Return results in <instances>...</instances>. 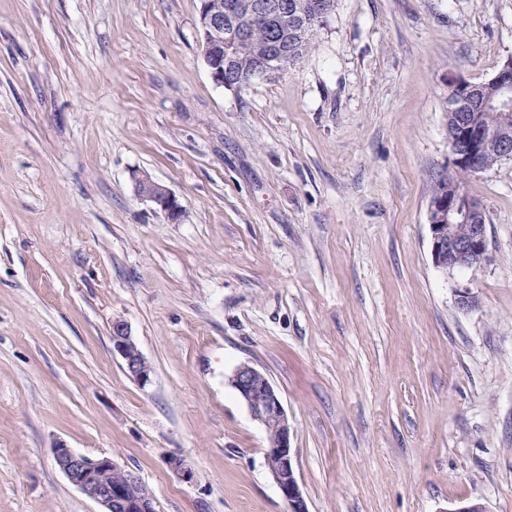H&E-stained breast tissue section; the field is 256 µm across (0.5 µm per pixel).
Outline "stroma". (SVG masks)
<instances>
[{
  "instance_id": "stroma-1",
  "label": "stroma",
  "mask_w": 512,
  "mask_h": 512,
  "mask_svg": "<svg viewBox=\"0 0 512 512\" xmlns=\"http://www.w3.org/2000/svg\"><path fill=\"white\" fill-rule=\"evenodd\" d=\"M198 7L0 0V512H99L59 442L135 470L157 512H288L245 362L309 512H512V160L467 181L481 267L437 268L427 223L448 80L512 56V0H335L308 54L238 92ZM137 192L145 199L159 208L171 222H178L183 216L182 207L172 193L164 184L154 181L147 175L137 179ZM112 353L121 358L127 376L142 388L153 381V368L139 350L128 325L122 321L112 324ZM231 385L251 416L265 429L268 471L288 504V512H309L290 447L292 427L280 396L268 377L249 363L236 367Z\"/></svg>"
}]
</instances>
